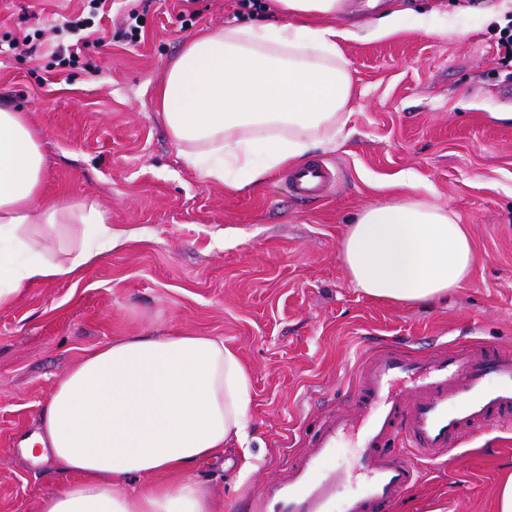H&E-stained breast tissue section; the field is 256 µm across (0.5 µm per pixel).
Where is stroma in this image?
<instances>
[{"label": "stroma", "instance_id": "obj_1", "mask_svg": "<svg viewBox=\"0 0 512 512\" xmlns=\"http://www.w3.org/2000/svg\"><path fill=\"white\" fill-rule=\"evenodd\" d=\"M501 0H398L392 36L344 45L353 85L344 134L309 159L336 170L329 196L300 200L286 170L239 191L185 168L154 92L201 28L273 21L250 0H106L81 64L60 65L53 27L80 0H0V106L28 112L45 158L43 196L93 197L125 243L79 280L23 287L0 304V512H38L53 461L20 441L40 404L86 351L153 332L223 338L251 378L247 444L199 477L224 512L285 473L318 422L350 398L353 373L378 348L425 356L451 344L512 349V61L496 46ZM142 24L124 35L129 14ZM451 16L426 31L421 14ZM29 35L34 53L9 51ZM96 64L86 70L85 62ZM447 208L474 250L448 299L400 306L360 293L339 243L357 212L403 193ZM389 512H496L512 474V431L475 435Z\"/></svg>", "mask_w": 512, "mask_h": 512}]
</instances>
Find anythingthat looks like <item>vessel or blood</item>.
<instances>
[{"label":"vessel or blood","mask_w":512,"mask_h":512,"mask_svg":"<svg viewBox=\"0 0 512 512\" xmlns=\"http://www.w3.org/2000/svg\"><path fill=\"white\" fill-rule=\"evenodd\" d=\"M333 182L323 164L288 177L304 200L325 198ZM354 388L287 475L250 497V512H388L419 476L414 458L442 460L459 441L512 419V352L476 344L411 358L379 349L359 365ZM348 437L356 451L343 467L336 455ZM347 483L354 489L345 495Z\"/></svg>","instance_id":"obj_1"}]
</instances>
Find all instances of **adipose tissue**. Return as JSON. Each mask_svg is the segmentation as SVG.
<instances>
[{"label":"adipose tissue","instance_id":"ef3b65f1","mask_svg":"<svg viewBox=\"0 0 512 512\" xmlns=\"http://www.w3.org/2000/svg\"><path fill=\"white\" fill-rule=\"evenodd\" d=\"M281 20L190 38L155 99L184 166L230 190L304 166L334 143L352 81L341 45L398 30L389 10L365 32L337 25L343 0H273ZM44 155L27 113L0 107V304L24 286L80 279L121 243L97 200L41 199ZM76 224L77 245L48 254L32 227ZM348 278L399 305L446 299L467 281L471 239L454 213L410 194L367 204L340 242ZM251 380L212 336H121L87 352L38 413L26 457L51 456L61 485L39 512H217L200 466L244 442ZM182 473L177 482L154 477Z\"/></svg>","mask_w":512,"mask_h":512}]
</instances>
